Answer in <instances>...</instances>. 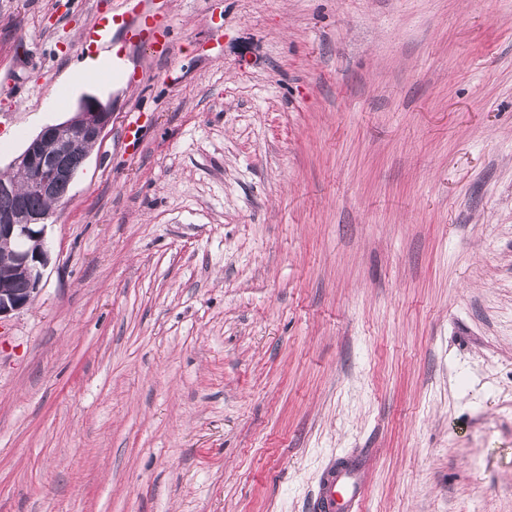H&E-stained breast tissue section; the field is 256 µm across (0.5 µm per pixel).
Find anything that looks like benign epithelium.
Listing matches in <instances>:
<instances>
[{
    "label": "benign epithelium",
    "instance_id": "1",
    "mask_svg": "<svg viewBox=\"0 0 512 512\" xmlns=\"http://www.w3.org/2000/svg\"><path fill=\"white\" fill-rule=\"evenodd\" d=\"M111 124L110 105L95 97L82 99L72 117L45 127L12 161L11 168L27 176L24 190L3 177L0 192L56 200L58 186L75 178L73 155L102 143ZM53 215L51 209L0 210V321L30 306L39 292L50 261L46 228ZM16 279L25 281L24 290L8 287Z\"/></svg>",
    "mask_w": 512,
    "mask_h": 512
}]
</instances>
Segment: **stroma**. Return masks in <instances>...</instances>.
Returning <instances> with one entry per match:
<instances>
[{"label": "stroma", "mask_w": 512, "mask_h": 512, "mask_svg": "<svg viewBox=\"0 0 512 512\" xmlns=\"http://www.w3.org/2000/svg\"><path fill=\"white\" fill-rule=\"evenodd\" d=\"M0 0V172L114 120L0 321V512H512V0ZM138 127L135 144L125 135ZM112 10V80L121 82L128 76L126 47L141 46L156 49L160 45L154 26V0H118ZM119 35L120 40H114ZM364 467L361 458L341 466L332 463L320 477L311 512H359Z\"/></svg>", "instance_id": "35a3bbf8"}]
</instances>
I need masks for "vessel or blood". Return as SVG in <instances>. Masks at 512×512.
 Listing matches in <instances>:
<instances>
[{"label":"vessel or blood","instance_id":"1","mask_svg":"<svg viewBox=\"0 0 512 512\" xmlns=\"http://www.w3.org/2000/svg\"><path fill=\"white\" fill-rule=\"evenodd\" d=\"M154 0H119L111 19H97L85 28L82 39H99L103 29H111L117 39L112 44V79L127 78L126 50L132 46L155 48L159 40L153 23ZM364 463L354 459L347 464L332 465L321 475L311 512H360L363 499Z\"/></svg>","mask_w":512,"mask_h":512}]
</instances>
